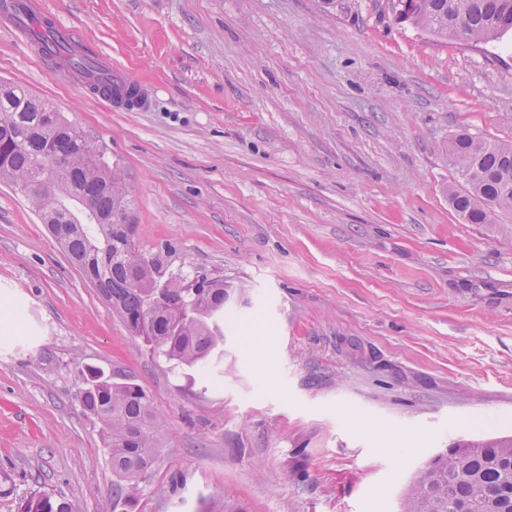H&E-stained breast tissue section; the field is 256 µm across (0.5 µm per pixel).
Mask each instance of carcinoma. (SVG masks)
I'll return each mask as SVG.
<instances>
[{
	"label": "carcinoma",
	"instance_id": "carcinoma-1",
	"mask_svg": "<svg viewBox=\"0 0 512 512\" xmlns=\"http://www.w3.org/2000/svg\"><path fill=\"white\" fill-rule=\"evenodd\" d=\"M398 20L438 37L463 28L474 44L512 32V0H407ZM77 67L96 76L99 94L131 97L112 75L82 57ZM464 186L448 202L470 224H497L512 215V144L462 130L448 143ZM0 181L15 187L89 282L111 303L127 330L178 369L209 375L224 363V279L198 275V295L184 280H158L160 260L134 241L132 201L120 170L104 160L83 130L18 85L0 84ZM78 400L101 425L112 466V512L144 497L160 451L163 420L138 384L90 371ZM21 512H76L75 505L38 490ZM405 512H512V437L460 440L431 458L408 490Z\"/></svg>",
	"mask_w": 512,
	"mask_h": 512
}]
</instances>
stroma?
<instances>
[{"label":"stroma","mask_w":512,"mask_h":512,"mask_svg":"<svg viewBox=\"0 0 512 512\" xmlns=\"http://www.w3.org/2000/svg\"><path fill=\"white\" fill-rule=\"evenodd\" d=\"M144 96L108 104L0 30L24 86L123 172L166 273L222 277L224 367L171 371L0 183V512H112L77 393L163 420L140 512H403L424 464L512 434V216L465 223L448 142L512 143V35L442 40L390 0H44ZM260 332L257 344L246 335ZM75 505L45 490L30 492L24 499L21 512H76Z\"/></svg>","instance_id":"1"}]
</instances>
